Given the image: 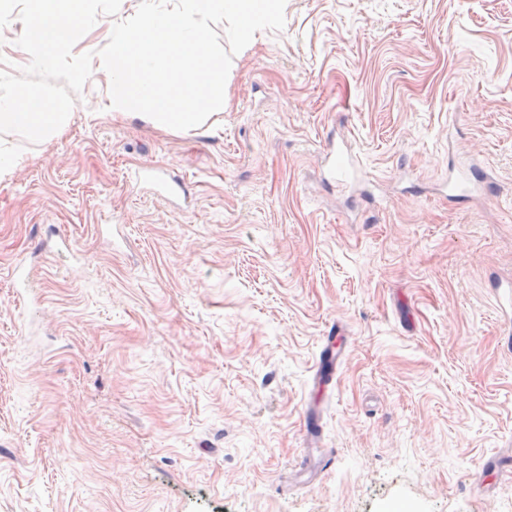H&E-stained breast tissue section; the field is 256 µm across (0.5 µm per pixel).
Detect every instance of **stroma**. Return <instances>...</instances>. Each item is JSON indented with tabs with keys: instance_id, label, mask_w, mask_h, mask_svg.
Here are the masks:
<instances>
[{
	"instance_id": "35a3bbf8",
	"label": "stroma",
	"mask_w": 512,
	"mask_h": 512,
	"mask_svg": "<svg viewBox=\"0 0 512 512\" xmlns=\"http://www.w3.org/2000/svg\"><path fill=\"white\" fill-rule=\"evenodd\" d=\"M214 129L0 178V512H512V0H287ZM363 167L327 181L323 147ZM150 167L176 200L133 183ZM493 183L442 193L448 172ZM30 264L28 322L12 272ZM345 355L320 386L323 338Z\"/></svg>"
}]
</instances>
